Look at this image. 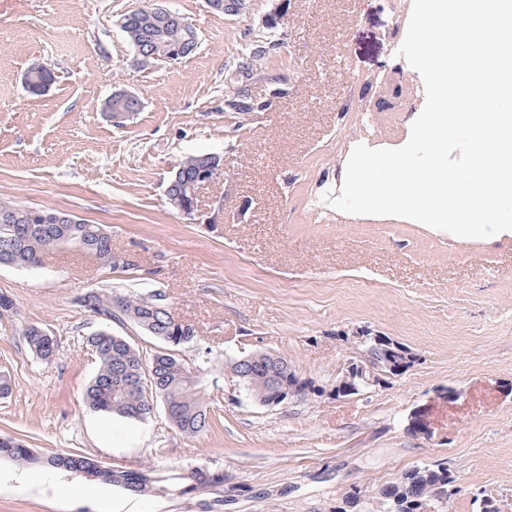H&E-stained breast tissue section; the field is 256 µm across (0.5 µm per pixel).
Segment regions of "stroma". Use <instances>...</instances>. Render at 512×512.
<instances>
[{
  "instance_id": "obj_1",
  "label": "stroma",
  "mask_w": 512,
  "mask_h": 512,
  "mask_svg": "<svg viewBox=\"0 0 512 512\" xmlns=\"http://www.w3.org/2000/svg\"><path fill=\"white\" fill-rule=\"evenodd\" d=\"M281 1L285 45L251 85L268 110L225 112V74ZM144 4L0 0V198L105 225L113 250L136 260L111 274L63 249L38 268L0 267V293L17 308L0 318V372L13 384L0 398V435L44 455L224 481L136 495L0 459V512H336L354 486L366 493L351 512H377L381 488L436 463L455 477L449 512H481L486 498L512 512V231L460 238L323 200L340 196L356 145H404L425 104L423 79L393 35L408 24L398 0H247L237 16L205 0H165L195 24L200 46L140 68L120 20ZM36 64L56 75L38 95L24 84ZM351 82L367 111H342ZM119 89L142 101L121 127L103 110ZM397 99L406 111H390ZM204 154L223 157L225 172L200 194L212 223L192 224L167 188L178 163ZM96 287L160 291L194 326L181 353L214 399L207 431L185 437L161 407L137 423L83 406L98 369L86 341L103 322L77 299ZM29 324L56 336L52 361L29 350ZM358 327L416 355L374 393L266 408L225 367L279 353L326 387L352 356L338 334ZM416 411L430 436L409 431ZM73 486L79 494L66 496Z\"/></svg>"
}]
</instances>
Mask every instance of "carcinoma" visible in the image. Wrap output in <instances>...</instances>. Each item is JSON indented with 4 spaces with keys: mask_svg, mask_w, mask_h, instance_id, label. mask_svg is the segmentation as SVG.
<instances>
[{
    "mask_svg": "<svg viewBox=\"0 0 512 512\" xmlns=\"http://www.w3.org/2000/svg\"><path fill=\"white\" fill-rule=\"evenodd\" d=\"M122 31L133 45L142 66L148 67L157 58L166 55L174 41L183 42L186 54L194 52L191 30L183 28L182 17L176 11L165 15L138 9L122 17ZM275 40H259L245 55L238 69L251 76L263 71L267 53L263 48ZM109 112L140 110L137 101L112 95L105 101ZM211 155H192L181 162L179 181L170 188L174 197L181 196L185 187L197 181L209 168ZM10 212L8 223H0V265L38 266L54 251L73 248L104 258L111 251L112 238L102 224L80 220L78 224H56L50 216L60 214L52 208H35L0 199V207ZM121 305L119 317L136 329L140 323L149 324L144 334L154 341L151 349L140 348L126 337L112 332L106 326L87 338L98 360V371L85 390L84 400L89 408L116 418L145 422L158 404L168 409L172 425L187 437H195L210 426L212 417L207 404L206 387L198 373L180 354V347L196 339L191 328L177 336L174 334L176 318L169 306L150 311L143 296L137 293H116L90 289L80 303L85 311L107 316L114 310V303ZM29 349L40 359L48 361L55 355L56 337L37 325H29L23 332ZM153 369L155 395L147 397L139 387L144 367ZM291 366L288 358L280 355L245 356L232 362V372L256 400L268 396L288 381ZM7 458L22 467H50L63 469L80 477L100 480L114 487L135 493L168 495L186 491L180 486L179 477L150 466L137 470L123 467H105L100 461L78 453L41 455L22 445L17 439L0 435V458ZM454 478L443 464L426 465L406 471L400 480L379 492L382 501L393 506V512H418L438 490L448 489Z\"/></svg>",
    "mask_w": 512,
    "mask_h": 512,
    "instance_id": "1",
    "label": "carcinoma"
}]
</instances>
